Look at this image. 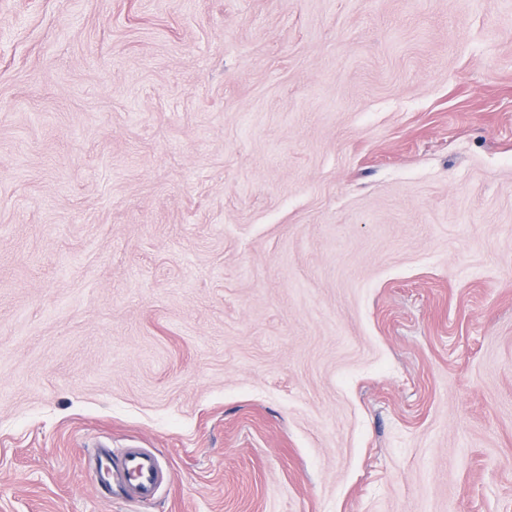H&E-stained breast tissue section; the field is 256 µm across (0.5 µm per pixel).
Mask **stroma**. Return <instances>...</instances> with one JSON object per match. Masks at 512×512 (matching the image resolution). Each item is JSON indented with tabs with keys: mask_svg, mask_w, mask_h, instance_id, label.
Masks as SVG:
<instances>
[{
	"mask_svg": "<svg viewBox=\"0 0 512 512\" xmlns=\"http://www.w3.org/2000/svg\"><path fill=\"white\" fill-rule=\"evenodd\" d=\"M0 512H512V0H0ZM93 478L102 489H107L112 479L125 500L143 503L155 498L168 479V471L147 448H124L118 455L98 448Z\"/></svg>",
	"mask_w": 512,
	"mask_h": 512,
	"instance_id": "obj_1",
	"label": "stroma"
}]
</instances>
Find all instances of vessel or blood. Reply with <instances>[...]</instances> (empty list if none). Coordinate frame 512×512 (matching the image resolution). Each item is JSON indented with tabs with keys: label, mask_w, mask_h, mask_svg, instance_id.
<instances>
[{
	"label": "vessel or blood",
	"mask_w": 512,
	"mask_h": 512,
	"mask_svg": "<svg viewBox=\"0 0 512 512\" xmlns=\"http://www.w3.org/2000/svg\"><path fill=\"white\" fill-rule=\"evenodd\" d=\"M93 478L101 488L116 485L125 500L143 503L155 498L168 478V471L149 449L129 447L115 455L101 448L97 451Z\"/></svg>",
	"instance_id": "b4317fda"
}]
</instances>
